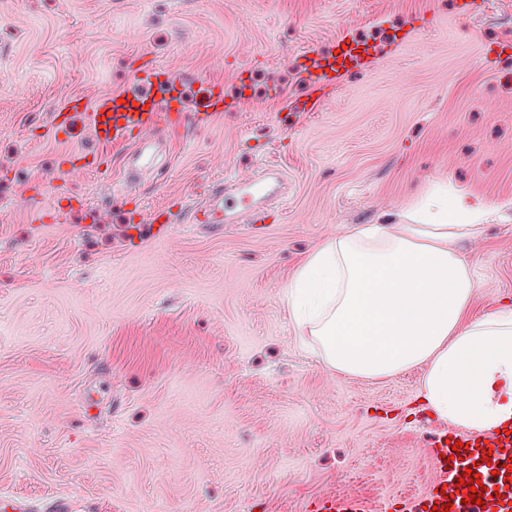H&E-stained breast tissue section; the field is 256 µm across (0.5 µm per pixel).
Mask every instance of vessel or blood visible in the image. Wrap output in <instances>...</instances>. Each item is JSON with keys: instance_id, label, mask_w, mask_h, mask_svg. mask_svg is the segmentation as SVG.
<instances>
[{"instance_id": "b4317fda", "label": "vessel or blood", "mask_w": 512, "mask_h": 512, "mask_svg": "<svg viewBox=\"0 0 512 512\" xmlns=\"http://www.w3.org/2000/svg\"><path fill=\"white\" fill-rule=\"evenodd\" d=\"M374 60L371 50L354 48L338 54L319 53L301 69L307 85L303 97L286 101L284 118L301 112H316L328 95L335 93L347 74L369 66ZM134 78L140 89L124 96L104 94L87 99L74 96L56 113L52 127L70 138L89 131L103 147L136 142L147 150L153 135L167 125L192 124L203 127L224 110V94L219 85L199 81L194 99L180 93L182 78L150 66L136 68ZM288 193V178L275 165L267 166L264 175L235 182L230 189L211 194L191 215L196 224H242L260 220L271 212L275 203ZM465 443L461 458H454L455 442ZM438 474L424 493L404 498L403 512H424L434 504H445L449 512H512V435L490 431L456 430L439 435L430 451ZM479 474L485 487L482 504L469 502L468 487L459 486L463 472ZM358 499L326 496L319 499L313 512H361Z\"/></svg>"}]
</instances>
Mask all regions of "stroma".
Wrapping results in <instances>:
<instances>
[{
	"mask_svg": "<svg viewBox=\"0 0 512 512\" xmlns=\"http://www.w3.org/2000/svg\"><path fill=\"white\" fill-rule=\"evenodd\" d=\"M465 2L0 0V512L16 496L29 512H308L330 493L401 512L429 487L444 426L418 370L338 373L299 343L284 294L320 245L448 180L493 208L460 246L472 314L512 301V0ZM343 36L403 48L282 125L281 97L305 90L296 56ZM137 58L222 85L223 114L147 160L52 130L72 96L135 90ZM75 151L100 167L67 171ZM269 162L288 196L265 223H188ZM54 206L59 222H36Z\"/></svg>",
	"mask_w": 512,
	"mask_h": 512,
	"instance_id": "1",
	"label": "stroma"
}]
</instances>
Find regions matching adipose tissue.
<instances>
[{"mask_svg": "<svg viewBox=\"0 0 512 512\" xmlns=\"http://www.w3.org/2000/svg\"><path fill=\"white\" fill-rule=\"evenodd\" d=\"M488 210L441 181L400 224H361L314 250L288 282V317L325 363L351 377L416 368L439 421L469 431L512 423V305L477 318L478 283L457 242Z\"/></svg>", "mask_w": 512, "mask_h": 512, "instance_id": "ef3b65f1", "label": "adipose tissue"}]
</instances>
